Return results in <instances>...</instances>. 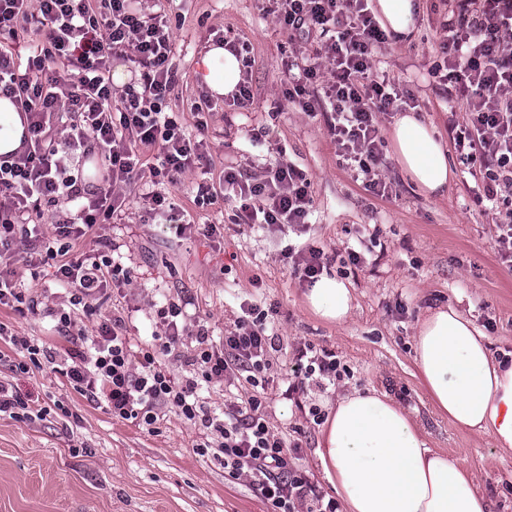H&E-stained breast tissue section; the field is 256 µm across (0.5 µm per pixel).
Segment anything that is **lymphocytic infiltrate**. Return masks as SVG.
<instances>
[{
    "mask_svg": "<svg viewBox=\"0 0 512 512\" xmlns=\"http://www.w3.org/2000/svg\"><path fill=\"white\" fill-rule=\"evenodd\" d=\"M291 43L302 45L301 62L288 74L289 102L322 117L342 163L361 176L366 190L389 197L379 175L384 141L378 117L415 107L373 70V54L387 40L369 0H273ZM441 64L431 74L448 93V130L455 149L474 170L479 200L491 203L498 227V255L512 267V0H455L440 23ZM174 49L164 9L144 11L140 0H0V94L12 99L25 132L20 150L0 155V308L20 316H50L60 327L74 325L73 313L41 306L16 277L14 246L30 243L24 262L54 263L59 287L71 303L90 307L109 285L128 282L130 272L114 256L79 252L99 225L124 220L127 190L142 186L150 215L176 238L218 242L219 225L201 224L177 212L170 187L188 171H209L206 147L210 99L193 103L196 135H186L183 115L168 109L175 81L169 60ZM126 58L139 70L137 85L112 92V62ZM464 120H457V113ZM94 158L101 183L87 181L74 158ZM207 201L223 199L237 224H284L305 229L313 209L311 180L292 162L280 161L262 175L233 166L207 185ZM51 220L52 238L40 232ZM283 259L300 282L315 283L331 258L324 249L286 248ZM162 332L132 343L122 317L102 321L93 337L74 336L64 354L27 342L28 366L51 364L79 394L104 399L113 417L150 427L160 410L173 408L216 437L212 447L231 477H247L272 512H338L305 472L294 467L288 440L268 418V386L277 348L267 313L250 309L224 334L221 347L209 329L185 318L181 305L157 312ZM197 348L193 374L175 380L160 356L184 337ZM289 395L307 386L324 387L345 372L335 352L312 345L288 361ZM253 388L243 401L225 404L223 414L207 409L201 383Z\"/></svg>",
    "mask_w": 512,
    "mask_h": 512,
    "instance_id": "1",
    "label": "lymphocytic infiltrate"
}]
</instances>
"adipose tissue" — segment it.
I'll return each instance as SVG.
<instances>
[{
  "instance_id": "obj_1",
  "label": "adipose tissue",
  "mask_w": 512,
  "mask_h": 512,
  "mask_svg": "<svg viewBox=\"0 0 512 512\" xmlns=\"http://www.w3.org/2000/svg\"><path fill=\"white\" fill-rule=\"evenodd\" d=\"M423 8L422 0H376L383 28L401 41L412 36ZM198 76L212 94L226 96L241 81L242 65L234 52L213 44ZM388 137L401 170L422 193L447 190L453 173L431 123L401 114ZM306 299L316 315L339 325L353 310L350 288L335 277L322 276ZM414 361L439 412L512 452V359L495 357L470 320L451 306L432 310L418 325ZM318 455L346 512H491L464 464L429 448L405 410L374 390L337 400Z\"/></svg>"
}]
</instances>
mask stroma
Returning a JSON list of instances; mask_svg holds the SVG:
<instances>
[{
    "mask_svg": "<svg viewBox=\"0 0 512 512\" xmlns=\"http://www.w3.org/2000/svg\"><path fill=\"white\" fill-rule=\"evenodd\" d=\"M423 2L413 38L381 44L375 66L400 90L414 94L421 116L448 145L455 178L444 196H425L387 147L380 174L393 193L385 199L366 191L338 160L324 120L285 99L291 49L287 32L269 12V0H168L177 74L168 104L186 113V134L196 132L188 115L192 103L208 94L197 72L209 42L230 37L244 45L250 61L243 70L253 92L247 114L233 112L219 97L208 118L213 177L223 176L228 164L259 175L268 165L290 160L311 178L313 215L299 236L275 224H233L223 203L198 204L200 176L186 174L174 201L200 223L223 225L220 248L201 239L172 240L164 225L148 216L99 226L83 251L119 248L131 279L93 302L90 313L76 312L75 321L92 336L101 320L127 315L131 336L143 341L160 328L157 308L185 299L188 313L207 321L218 346L245 306L273 310L282 343L272 355L274 364L310 344L335 352L346 369L336 386L308 388L295 402L284 396L283 375L269 385V419L282 429L302 428L295 465L325 497L336 492L316 454L321 428L307 422L308 409L326 411L346 392L374 389L408 411L431 449L463 461L493 512H512V453L441 415L413 359L414 328L427 309L439 305L462 312L497 356L512 359V268L501 263L493 216L478 202L476 182L450 146L448 100L430 75L441 61L440 23L448 0ZM253 128L267 130L264 146L250 142ZM288 244H310L332 256L330 275L349 284L355 297L344 324L311 311L308 284L294 279L282 259ZM352 249L363 259L360 266L348 261ZM14 269L33 295L52 308L69 309L71 293L56 287L50 266L33 273L19 261ZM0 323L21 339L60 351L70 345L66 331L50 318L0 309ZM21 359L19 347L0 341V380L50 412L42 418L0 415V512H270L247 478L228 476L212 449L203 448V429L175 410H163L152 429L116 419L104 401L81 396L50 365L16 370Z\"/></svg>",
    "mask_w": 512,
    "mask_h": 512,
    "instance_id": "obj_1",
    "label": "stroma"
}]
</instances>
